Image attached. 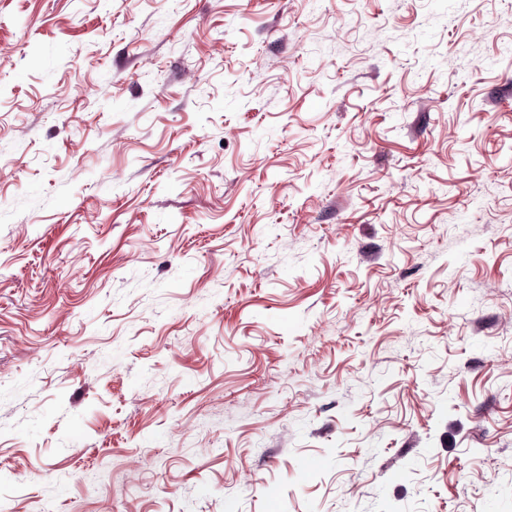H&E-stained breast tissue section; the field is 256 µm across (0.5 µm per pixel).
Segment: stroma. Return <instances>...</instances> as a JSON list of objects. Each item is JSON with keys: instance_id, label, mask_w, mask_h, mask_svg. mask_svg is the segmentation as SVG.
<instances>
[{"instance_id": "obj_1", "label": "stroma", "mask_w": 512, "mask_h": 512, "mask_svg": "<svg viewBox=\"0 0 512 512\" xmlns=\"http://www.w3.org/2000/svg\"><path fill=\"white\" fill-rule=\"evenodd\" d=\"M0 512H512V0H0Z\"/></svg>"}]
</instances>
